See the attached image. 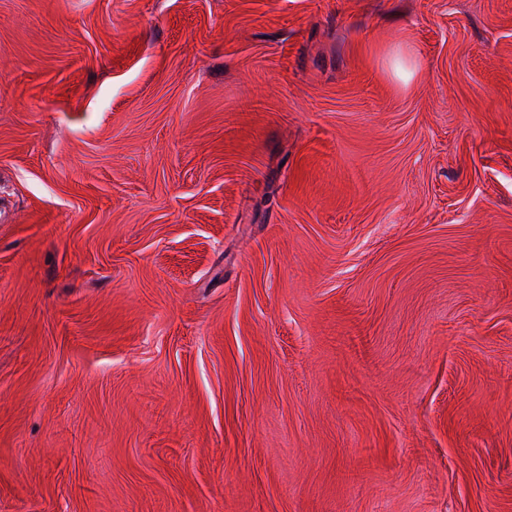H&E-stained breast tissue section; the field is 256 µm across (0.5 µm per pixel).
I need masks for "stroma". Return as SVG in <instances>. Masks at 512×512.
<instances>
[{
	"label": "stroma",
	"mask_w": 512,
	"mask_h": 512,
	"mask_svg": "<svg viewBox=\"0 0 512 512\" xmlns=\"http://www.w3.org/2000/svg\"><path fill=\"white\" fill-rule=\"evenodd\" d=\"M0 207V512H512V0H0Z\"/></svg>",
	"instance_id": "obj_1"
}]
</instances>
